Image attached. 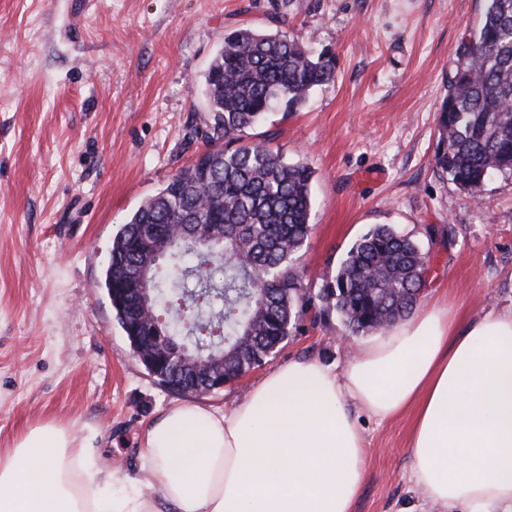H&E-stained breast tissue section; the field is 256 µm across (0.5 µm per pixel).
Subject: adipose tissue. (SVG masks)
<instances>
[{"label": "adipose tissue", "mask_w": 512, "mask_h": 512, "mask_svg": "<svg viewBox=\"0 0 512 512\" xmlns=\"http://www.w3.org/2000/svg\"><path fill=\"white\" fill-rule=\"evenodd\" d=\"M356 405L382 421L413 409L410 481L442 512H512V312L463 325L435 304L344 371L292 360L233 410L168 407L142 435L136 479L71 427L36 425L0 451V512H353Z\"/></svg>", "instance_id": "adipose-tissue-1"}]
</instances>
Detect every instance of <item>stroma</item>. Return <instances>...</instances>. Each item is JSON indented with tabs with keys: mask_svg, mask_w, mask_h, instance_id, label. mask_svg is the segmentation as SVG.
I'll use <instances>...</instances> for the list:
<instances>
[{
	"mask_svg": "<svg viewBox=\"0 0 512 512\" xmlns=\"http://www.w3.org/2000/svg\"><path fill=\"white\" fill-rule=\"evenodd\" d=\"M485 0H0V449L55 420L137 476L149 421L175 403L228 410L271 370L314 358L343 371L363 337L301 319L242 380L175 394L149 374L105 288L112 240L203 150L204 75L242 25L298 34L336 61L333 82L252 139L307 163L311 232L292 264L321 288L374 225L432 263L419 304L463 319L512 310V177L475 197L434 162L440 107ZM354 416L367 473L353 512H398L414 414Z\"/></svg>",
	"mask_w": 512,
	"mask_h": 512,
	"instance_id": "1",
	"label": "stroma"
}]
</instances>
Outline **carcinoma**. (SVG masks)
<instances>
[{"mask_svg": "<svg viewBox=\"0 0 512 512\" xmlns=\"http://www.w3.org/2000/svg\"><path fill=\"white\" fill-rule=\"evenodd\" d=\"M464 41L439 118L436 167L479 194L494 173L512 176V0H486ZM331 59L312 54L301 36L242 26L205 76L208 149L145 200L112 240L105 282L127 287L154 224H181L184 237L161 254L152 287L182 328L168 340L189 355H224V374L262 365L315 303L336 312L348 335L380 333L409 317L426 287L429 256L409 236L379 224L348 251L316 293L301 290L291 265L311 230L314 171L248 140L272 103L286 111L332 81ZM224 225L223 242L196 244L192 227Z\"/></svg>", "mask_w": 512, "mask_h": 512, "instance_id": "1", "label": "carcinoma"}]
</instances>
